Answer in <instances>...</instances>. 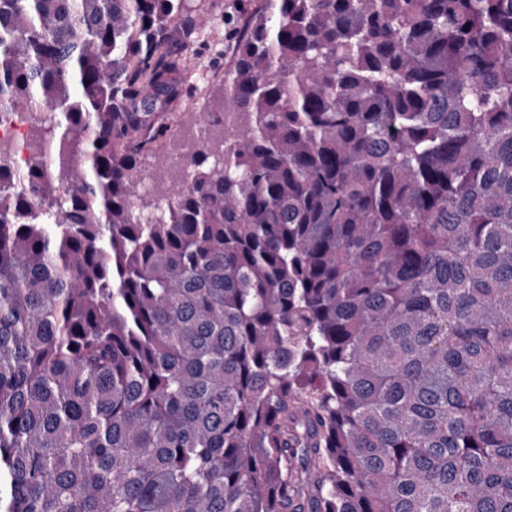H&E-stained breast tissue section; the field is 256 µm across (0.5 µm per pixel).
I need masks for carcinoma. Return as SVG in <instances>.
I'll return each instance as SVG.
<instances>
[{"instance_id":"1","label":"carcinoma","mask_w":512,"mask_h":512,"mask_svg":"<svg viewBox=\"0 0 512 512\" xmlns=\"http://www.w3.org/2000/svg\"><path fill=\"white\" fill-rule=\"evenodd\" d=\"M0 0V512H512V0ZM217 5L204 15L200 36L193 53L184 60L182 74V109L185 121L184 134L191 138L194 125L203 118L199 112L202 97L209 88L224 76L233 59V51L248 14L259 0H209ZM236 31L234 38L229 30ZM31 136L32 130L24 121L0 120V147L7 146L16 155L18 169L26 167L30 160Z\"/></svg>"}]
</instances>
